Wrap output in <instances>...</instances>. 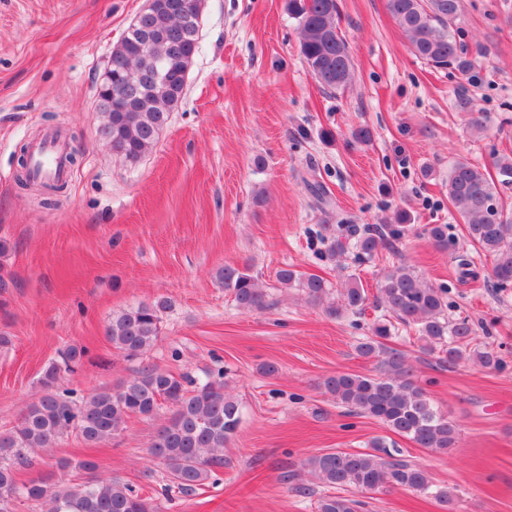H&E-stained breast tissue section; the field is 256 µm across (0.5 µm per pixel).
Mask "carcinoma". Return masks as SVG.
<instances>
[{
	"instance_id": "carcinoma-1",
	"label": "carcinoma",
	"mask_w": 512,
	"mask_h": 512,
	"mask_svg": "<svg viewBox=\"0 0 512 512\" xmlns=\"http://www.w3.org/2000/svg\"><path fill=\"white\" fill-rule=\"evenodd\" d=\"M161 7L140 16L112 50V83L97 88L101 116L100 137L112 151L129 163L149 154L168 126L172 109L185 94L189 70L199 48L197 17H184ZM387 8L408 38L413 52L436 69L472 68L465 32L458 26L462 0H387ZM288 15L297 23L299 51L312 77L329 92L342 89L352 78V56L339 31L337 0H287ZM490 174L486 167L457 159L448 172V203L464 221L465 237L476 253L491 264L493 287L512 288V209L499 202L500 187H512V155L496 156ZM405 226L374 224L343 234L325 228L328 252L341 256L348 248L360 260H373L386 248L388 239L403 234ZM438 249L454 255L461 277L474 276L472 262L457 253V242L448 237V225L429 224L424 229ZM236 304L259 311L268 294L248 269L226 265L218 272ZM279 283L298 287L307 298L325 306L330 316L359 313L368 300L354 277L332 299L331 285L317 274L305 275L291 268L277 273ZM376 303L389 314L378 318L356 346L358 355L378 362L380 374L336 373L325 378L324 392L347 412L377 419L391 432L420 448L446 454L458 447L460 430L448 415L431 402L414 377L407 355L389 348L395 324L415 329L422 349L437 354L440 364L455 366L463 359L498 371L503 359L477 343L475 330L465 317L451 318L448 288L425 281L404 264L384 270ZM170 308L166 298L140 303L114 315L106 326L112 346L128 357L149 350L160 335L163 314ZM85 350L68 348L63 363H49L39 384L42 395L27 406L13 428L0 434V512H10L17 498L41 506V512H160L132 486L112 478L94 477V461L59 462L61 471L89 474L80 482L60 476L53 483L16 481V466L29 461L30 453L56 446L72 431L83 443L98 447L111 441L133 416L153 417L162 406L170 416L159 426L150 443V454L164 465L171 486L192 493L210 474L224 467V446L241 423L240 404L224 391V371L197 381L154 367L138 369L114 389L89 397L73 390H59L61 374L80 362ZM313 478L331 488L357 492H385L392 488L426 492L433 487L429 472L403 458L383 437L368 451L327 452L308 457L301 470L284 476L295 490L306 493L302 480ZM363 502L340 494L321 497L318 512H361Z\"/></svg>"
}]
</instances>
